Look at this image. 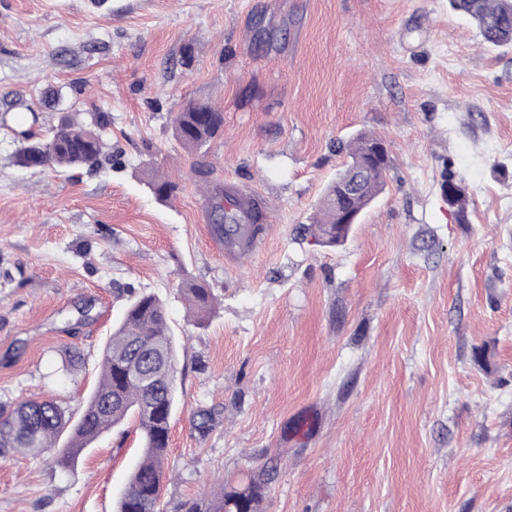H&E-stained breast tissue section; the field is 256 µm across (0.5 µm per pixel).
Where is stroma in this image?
<instances>
[{"label":"stroma","mask_w":512,"mask_h":512,"mask_svg":"<svg viewBox=\"0 0 512 512\" xmlns=\"http://www.w3.org/2000/svg\"><path fill=\"white\" fill-rule=\"evenodd\" d=\"M191 100L224 113L195 153L173 136ZM63 108L109 113L106 161L17 166L11 125ZM2 111L0 404L79 413L131 294L151 293L179 341L163 512L259 474L258 512H512V45L448 0H0ZM360 132L387 147L385 186L324 247L303 229ZM224 185L272 218L232 266L200 217ZM186 278L217 299L204 327ZM140 447L129 423L65 469L0 457V512H114Z\"/></svg>","instance_id":"1"}]
</instances>
